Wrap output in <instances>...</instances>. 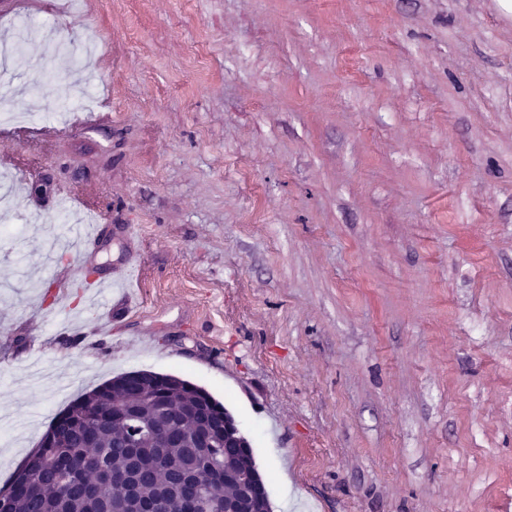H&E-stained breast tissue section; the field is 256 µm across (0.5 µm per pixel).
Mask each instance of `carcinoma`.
<instances>
[{
    "label": "carcinoma",
    "mask_w": 512,
    "mask_h": 512,
    "mask_svg": "<svg viewBox=\"0 0 512 512\" xmlns=\"http://www.w3.org/2000/svg\"><path fill=\"white\" fill-rule=\"evenodd\" d=\"M113 401L130 404L134 411V431L141 436L144 446L150 447L161 442L164 434L181 433L190 436L222 423L224 405L207 392L191 386L190 381L170 375L160 379L149 370L135 372L129 379L122 374L108 381ZM154 394L163 392L166 414L157 412L152 403H131L134 389ZM72 449H87L96 459L120 472L128 467L129 448L126 427L120 424L75 425L63 432ZM252 450L233 448L228 452L225 468L242 473L251 467ZM30 481L36 485L28 497L14 502L12 512H129L119 492H114L107 508L93 498L90 489L96 470L86 468L80 478L59 468L50 467L38 458L27 459ZM197 475L199 505L197 512H207L213 500L238 498L235 484L225 485L211 478L207 450L190 444H175L168 449L167 456L160 462L141 467L135 478L137 495L143 499H154L163 491L174 497L181 493V486L187 473Z\"/></svg>",
    "instance_id": "1"
}]
</instances>
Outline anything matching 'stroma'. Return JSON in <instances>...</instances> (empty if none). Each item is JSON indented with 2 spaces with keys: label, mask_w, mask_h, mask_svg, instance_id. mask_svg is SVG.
Segmentation results:
<instances>
[{
  "label": "stroma",
  "mask_w": 512,
  "mask_h": 512,
  "mask_svg": "<svg viewBox=\"0 0 512 512\" xmlns=\"http://www.w3.org/2000/svg\"><path fill=\"white\" fill-rule=\"evenodd\" d=\"M0 0V487L73 400L173 374L273 512H512V0ZM90 43L94 112L72 59ZM101 216L84 266L56 196ZM135 225L136 238L123 229ZM71 380L59 393L51 375Z\"/></svg>",
  "instance_id": "35a3bbf8"
}]
</instances>
